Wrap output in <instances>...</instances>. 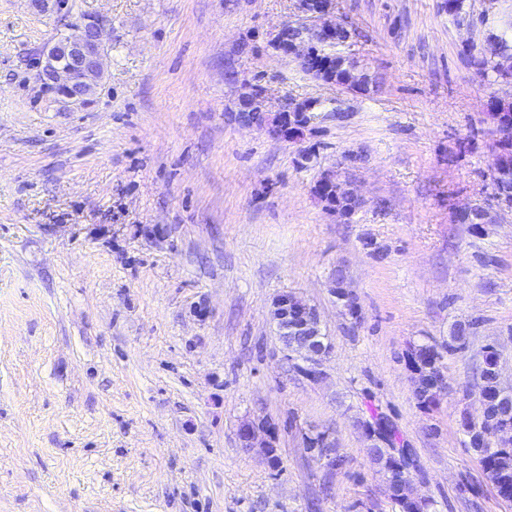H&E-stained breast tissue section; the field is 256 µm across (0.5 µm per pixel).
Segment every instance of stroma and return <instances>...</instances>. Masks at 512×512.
I'll list each match as a JSON object with an SVG mask.
<instances>
[{"label":"stroma","mask_w":512,"mask_h":512,"mask_svg":"<svg viewBox=\"0 0 512 512\" xmlns=\"http://www.w3.org/2000/svg\"><path fill=\"white\" fill-rule=\"evenodd\" d=\"M0 0V512H399L361 422L414 449L431 512H512L461 429L495 345L512 387V223L486 204L490 84L460 56L443 0H336L344 51L379 91L323 84L271 41L295 0ZM107 21L104 81L68 109L42 51L80 15ZM273 105L318 100L279 140L230 121L244 82ZM337 171L365 206L343 224L313 195ZM345 263L359 322L330 292ZM293 292L332 350L313 383L269 320ZM473 321L445 354L448 393L418 408L406 353ZM275 427L271 466L243 420ZM329 431L346 465L305 449ZM488 207L464 204L453 208L455 221L466 224H502L512 220V192L496 190Z\"/></svg>","instance_id":"35a3bbf8"}]
</instances>
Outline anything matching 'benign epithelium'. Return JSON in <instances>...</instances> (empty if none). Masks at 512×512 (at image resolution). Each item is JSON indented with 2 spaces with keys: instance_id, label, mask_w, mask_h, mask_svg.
<instances>
[{
  "instance_id": "1",
  "label": "benign epithelium",
  "mask_w": 512,
  "mask_h": 512,
  "mask_svg": "<svg viewBox=\"0 0 512 512\" xmlns=\"http://www.w3.org/2000/svg\"><path fill=\"white\" fill-rule=\"evenodd\" d=\"M298 10L303 21L290 23L280 29L273 40V47L294 57L305 70L317 59V46L332 42L343 46L350 39V31L344 24L336 21L333 0H297ZM72 33L57 41L44 52L40 78L53 87L58 94L57 102L65 107L77 108L85 103L86 76L104 72L107 47L104 39L105 24L96 16H86L71 27ZM503 36L489 31L484 41L477 44L471 39L464 41L465 47H473L481 57L500 60ZM322 75L329 78V85L356 92L358 87L368 81L366 72L360 71L357 61L343 52L326 62ZM311 99L297 101L291 99L274 111L271 108L265 87L255 85L239 95L238 110L231 117L243 127L254 128L273 138L297 139L314 120ZM488 117L495 126V141L489 149L493 157L492 172L498 174L512 165V114L493 112ZM314 192L326 210L341 220H347L365 204V198L353 181L340 178L334 172L321 175ZM493 203L483 207L464 204L453 208L454 219L467 224H502L512 217V192L495 191ZM331 293L336 305L345 314L356 320L359 317L358 306L352 292V284L347 266L339 262L331 275ZM275 324L277 336L288 358L301 361L299 367L308 379L318 383L324 379L323 362L329 355L326 343V326L319 308L292 292L277 295L269 311ZM427 377L435 389V395L441 398L448 393V375L444 372L442 357L431 354L425 365ZM477 403L479 415L469 417L463 424L471 448H481L488 436L489 410L496 416L512 414V394L500 391L490 397L484 390L478 391ZM274 431L266 420L242 422L238 428V437L242 447L251 450L262 449L267 462H273L270 448ZM323 448H313L310 453L331 467L336 458V441L326 433H321Z\"/></svg>"
}]
</instances>
